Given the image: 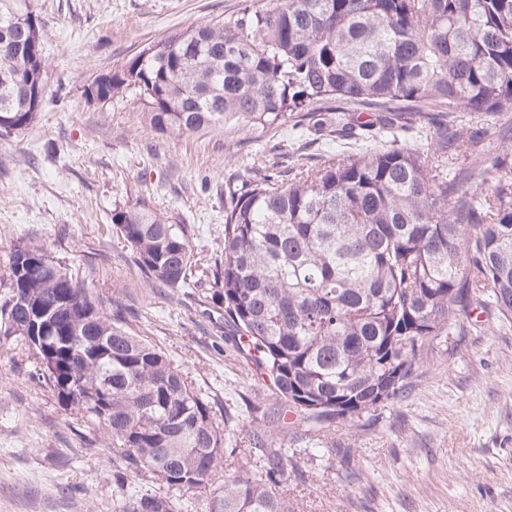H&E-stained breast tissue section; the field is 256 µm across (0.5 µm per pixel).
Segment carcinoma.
<instances>
[{
	"label": "carcinoma",
	"instance_id": "obj_1",
	"mask_svg": "<svg viewBox=\"0 0 512 512\" xmlns=\"http://www.w3.org/2000/svg\"><path fill=\"white\" fill-rule=\"evenodd\" d=\"M0 3V135L36 121L47 93L45 23L34 0ZM135 91L151 126L181 139L235 123L328 137L354 129L358 153L327 151L288 182L224 180V252L204 265L189 228L144 200L112 224L147 283L178 295L209 285L224 326L280 400V416L321 430L353 422L411 383L425 347L473 311L512 323V151L480 146L466 117L512 113V0H266L144 47L102 102ZM384 113L359 127L347 104ZM425 149L412 147L419 134ZM473 169L448 174V155ZM0 312L40 361L65 409L112 441L117 512H288L279 448L258 475L224 465L218 399L115 309L74 283L42 245L10 256Z\"/></svg>",
	"mask_w": 512,
	"mask_h": 512
}]
</instances>
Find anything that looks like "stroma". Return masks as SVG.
<instances>
[{"label":"stroma","instance_id":"35a3bbf8","mask_svg":"<svg viewBox=\"0 0 512 512\" xmlns=\"http://www.w3.org/2000/svg\"><path fill=\"white\" fill-rule=\"evenodd\" d=\"M242 0H34L46 25L47 97L37 121L0 135V307L8 261L33 239L88 291L120 304L145 339L229 401L227 476L265 470L279 447L288 472L277 492L289 512H512V325L474 310L447 346L424 353L411 385L355 424L309 431L277 419L269 381L224 336L223 309L195 289L149 285L112 226L137 199L191 225L204 262L224 247V179L276 164L281 180L318 164L332 145L290 126H227L172 140L151 128L135 93L86 98L96 75L122 70L170 32L224 21ZM36 357L0 335V512H115L112 447L36 378Z\"/></svg>","mask_w":512,"mask_h":512}]
</instances>
